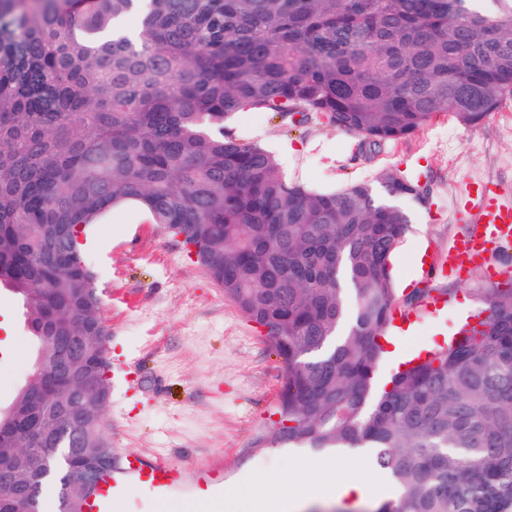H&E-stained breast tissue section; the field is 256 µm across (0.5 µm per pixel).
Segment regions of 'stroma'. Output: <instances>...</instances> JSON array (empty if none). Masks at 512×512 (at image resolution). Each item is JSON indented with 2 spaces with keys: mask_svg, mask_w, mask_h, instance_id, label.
<instances>
[{
  "mask_svg": "<svg viewBox=\"0 0 512 512\" xmlns=\"http://www.w3.org/2000/svg\"><path fill=\"white\" fill-rule=\"evenodd\" d=\"M229 127L272 152L289 179L315 191L372 183L385 170L426 188V205L405 203L412 223L391 258L396 298L404 304L427 289L445 296L447 305L436 315L418 316L413 334L402 339L405 350L447 343L475 307L512 282V268L492 278L478 268L460 277L437 272L427 280L414 262L418 248L430 255L447 251L467 231L464 209L456 204L467 181L493 183L512 198V101L474 127L437 117L375 153L312 112L285 121L241 112ZM87 234L95 244L82 257L95 274L111 330L114 386L104 420L112 448L196 471L223 460L229 495L242 474L255 472L275 484L297 470V449L268 443L285 369L257 325L177 238L135 207L108 212ZM0 311L10 317L9 331L0 330V400H10L30 366L11 354L24 344L21 309L11 294L0 293Z\"/></svg>",
  "mask_w": 512,
  "mask_h": 512,
  "instance_id": "35a3bbf8",
  "label": "stroma"
}]
</instances>
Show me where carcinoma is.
Wrapping results in <instances>:
<instances>
[{
  "label": "carcinoma",
  "instance_id": "1",
  "mask_svg": "<svg viewBox=\"0 0 512 512\" xmlns=\"http://www.w3.org/2000/svg\"><path fill=\"white\" fill-rule=\"evenodd\" d=\"M511 99L512 0H0V286L35 347L0 448L52 464L105 440L104 403L82 418L40 394L56 338L104 324L75 227L133 205L268 329L286 366L269 443L371 449L400 489L373 512H512V288L377 390L398 200L424 189L386 172L313 191L225 130L315 112L371 148ZM45 486L0 469V512H40ZM55 486L74 512L80 477Z\"/></svg>",
  "mask_w": 512,
  "mask_h": 512
}]
</instances>
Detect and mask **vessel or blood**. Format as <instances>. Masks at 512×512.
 Instances as JSON below:
<instances>
[{"label": "vessel or blood", "mask_w": 512, "mask_h": 512, "mask_svg": "<svg viewBox=\"0 0 512 512\" xmlns=\"http://www.w3.org/2000/svg\"><path fill=\"white\" fill-rule=\"evenodd\" d=\"M465 209L475 225L474 231L454 241L448 252L438 254L437 264L457 274L474 267L496 273L495 251L512 242V203H503L495 188L480 184L470 191ZM439 309L438 297L428 294L417 309L397 307L393 321L404 325L417 314H434ZM222 475L219 467L194 473L161 457L146 458L123 450L119 453L118 465L98 478L96 490L86 499L83 512H116L127 488L133 484L147 488L160 502L173 501L176 490L193 484H205L211 493L218 494L224 489Z\"/></svg>", "instance_id": "b4317fda"}]
</instances>
